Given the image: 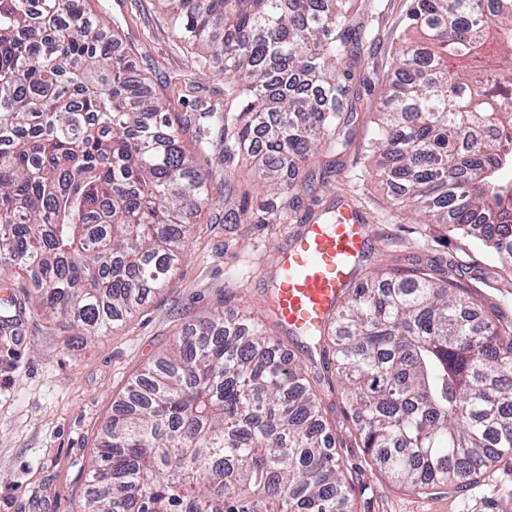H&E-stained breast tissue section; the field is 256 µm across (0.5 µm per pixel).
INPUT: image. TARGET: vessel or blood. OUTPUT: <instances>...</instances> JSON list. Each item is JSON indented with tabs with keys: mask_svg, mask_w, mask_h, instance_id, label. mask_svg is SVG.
<instances>
[{
	"mask_svg": "<svg viewBox=\"0 0 512 512\" xmlns=\"http://www.w3.org/2000/svg\"><path fill=\"white\" fill-rule=\"evenodd\" d=\"M370 244L364 215L346 204L292 238L272 282L277 317L290 335L324 323Z\"/></svg>",
	"mask_w": 512,
	"mask_h": 512,
	"instance_id": "b4317fda",
	"label": "vessel or blood"
}]
</instances>
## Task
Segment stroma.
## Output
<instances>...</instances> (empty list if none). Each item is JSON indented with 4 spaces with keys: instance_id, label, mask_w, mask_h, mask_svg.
<instances>
[{
    "instance_id": "obj_1",
    "label": "stroma",
    "mask_w": 512,
    "mask_h": 512,
    "mask_svg": "<svg viewBox=\"0 0 512 512\" xmlns=\"http://www.w3.org/2000/svg\"><path fill=\"white\" fill-rule=\"evenodd\" d=\"M381 45L363 49L354 72L361 100L350 125L339 130L346 145L318 149L296 180L301 189L283 197L259 187L244 171L224 177L217 152L197 155L209 173L212 199L196 219L168 284L108 333L86 336L38 305L29 274L0 270V512H82L90 461L120 397L144 366L174 345L181 332L222 314L251 313L283 345L284 353L321 375L320 400L329 422L343 424L346 406L328 355L306 339L289 336L268 311L279 251L302 225L357 195L372 220L375 248L364 268L376 264H432L437 277L453 278L479 305L496 307L512 321V287L500 277L495 256L443 224L414 223L411 213L375 178L367 147L381 115L375 104L392 79V52L416 38L404 24L409 0H385ZM89 18L114 27L171 118L224 102L223 62L201 59L186 46L159 0H85ZM288 218L269 223V206ZM245 214L242 223L231 216ZM350 462L349 493L355 512H500L512 503V462L498 464L480 482L455 490L415 494L381 476L360 448H343Z\"/></svg>"
}]
</instances>
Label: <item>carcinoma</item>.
Wrapping results in <instances>:
<instances>
[{"instance_id": "obj_1", "label": "carcinoma", "mask_w": 512, "mask_h": 512, "mask_svg": "<svg viewBox=\"0 0 512 512\" xmlns=\"http://www.w3.org/2000/svg\"><path fill=\"white\" fill-rule=\"evenodd\" d=\"M162 0L183 41L224 59V108L174 125L84 0H0V269L90 335L169 281L220 149L288 181L357 98L351 0ZM424 38L395 49L376 166L426 224L478 240L512 283V0H410ZM498 87L479 83L477 66ZM351 448L415 493L459 488L512 453V323L423 265L379 266L329 324ZM315 387L253 323L216 316L135 379L100 437L85 512H354Z\"/></svg>"}]
</instances>
